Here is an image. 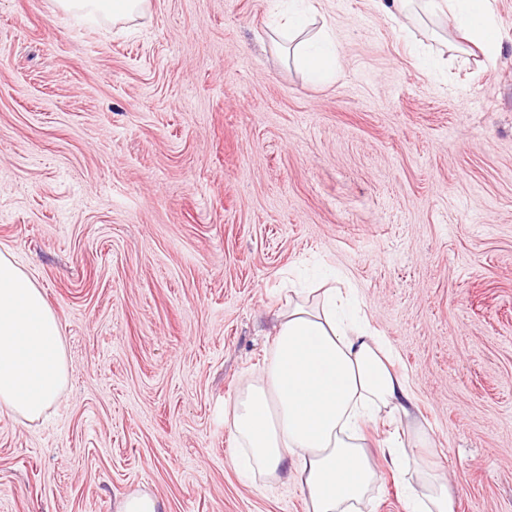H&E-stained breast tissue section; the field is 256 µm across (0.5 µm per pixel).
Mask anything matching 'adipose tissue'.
Instances as JSON below:
<instances>
[{
    "instance_id": "ef3b65f1",
    "label": "adipose tissue",
    "mask_w": 512,
    "mask_h": 512,
    "mask_svg": "<svg viewBox=\"0 0 512 512\" xmlns=\"http://www.w3.org/2000/svg\"><path fill=\"white\" fill-rule=\"evenodd\" d=\"M276 33L289 43L295 64L323 82L336 72L338 52L328 30L308 32L303 9L270 0ZM425 11L453 19L462 40L494 60L499 37L491 0H422ZM74 17L116 23L145 17L150 0H58ZM392 351L372 334L341 289H322L315 304L299 301L277 314L272 351L262 375L240 391L225 415L238 447L235 468L277 478L295 468L309 512H360L380 480L364 426L377 414H396L406 447L386 442V464L413 476L409 501L424 512H455L441 468L422 454L431 435L417 416L407 379L392 370ZM64 338L44 295L0 252V408L25 421L39 419L66 380Z\"/></svg>"
}]
</instances>
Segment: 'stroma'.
Masks as SVG:
<instances>
[{
  "mask_svg": "<svg viewBox=\"0 0 512 512\" xmlns=\"http://www.w3.org/2000/svg\"><path fill=\"white\" fill-rule=\"evenodd\" d=\"M501 49L319 0L312 82L269 0H151L121 25L0 0V251L42 289L68 376L0 409V512H307L246 480L224 409L289 278L336 271L407 377L456 512H512V0ZM382 468L362 512H407ZM270 0L272 13L276 19V33L288 41L289 51L295 64L311 79L323 82L336 73L338 52L330 32L323 28L311 33L307 31V21L303 12L290 7L283 8L281 2ZM119 512H160L158 500L147 493L127 495L121 502Z\"/></svg>",
  "mask_w": 512,
  "mask_h": 512,
  "instance_id": "35a3bbf8",
  "label": "stroma"
}]
</instances>
